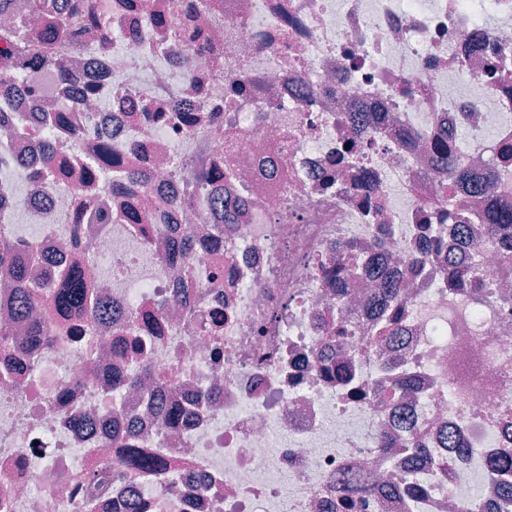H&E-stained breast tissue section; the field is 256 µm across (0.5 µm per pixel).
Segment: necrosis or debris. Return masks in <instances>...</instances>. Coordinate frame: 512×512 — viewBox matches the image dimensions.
<instances>
[{
	"mask_svg": "<svg viewBox=\"0 0 512 512\" xmlns=\"http://www.w3.org/2000/svg\"><path fill=\"white\" fill-rule=\"evenodd\" d=\"M169 2L106 0L108 24L43 61L39 105L0 110V237L37 248L34 281L81 262L112 307L89 341L47 312L30 360L0 266L19 344L0 512H86L85 469L112 473L98 512H338L337 480L361 473L349 512H496L512 469L483 463L512 455V367L487 348L512 352V275L484 225L512 211V0ZM447 137L471 183L442 172ZM198 163L221 177L186 209ZM442 183L470 226L449 251L476 253L463 295L420 233ZM371 259L400 280L388 338L379 281L334 278ZM125 443L165 470L125 478Z\"/></svg>",
	"mask_w": 512,
	"mask_h": 512,
	"instance_id": "4bbe7bcc",
	"label": "necrosis or debris"
}]
</instances>
